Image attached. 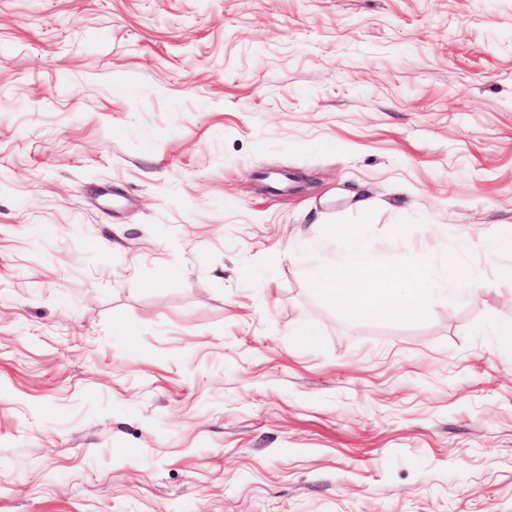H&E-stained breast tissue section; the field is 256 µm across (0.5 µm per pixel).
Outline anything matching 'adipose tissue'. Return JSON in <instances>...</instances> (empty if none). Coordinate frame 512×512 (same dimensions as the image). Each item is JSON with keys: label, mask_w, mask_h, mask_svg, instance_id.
<instances>
[{"label": "adipose tissue", "mask_w": 512, "mask_h": 512, "mask_svg": "<svg viewBox=\"0 0 512 512\" xmlns=\"http://www.w3.org/2000/svg\"><path fill=\"white\" fill-rule=\"evenodd\" d=\"M470 245L469 238H460L457 254L449 257L444 275L438 280L425 266H377L366 242L356 239L336 266L312 269V284L334 306L359 314L375 311L393 318L414 319L424 314L428 296L438 284H460L471 293L490 287L485 275L459 258Z\"/></svg>", "instance_id": "ef3b65f1"}]
</instances>
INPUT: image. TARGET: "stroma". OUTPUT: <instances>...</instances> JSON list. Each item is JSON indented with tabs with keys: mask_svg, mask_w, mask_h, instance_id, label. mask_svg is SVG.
<instances>
[{
	"mask_svg": "<svg viewBox=\"0 0 512 512\" xmlns=\"http://www.w3.org/2000/svg\"><path fill=\"white\" fill-rule=\"evenodd\" d=\"M508 225L512 0H0V512H512V251L307 275ZM469 238L460 237L455 255L445 264L442 281L424 266L406 268L402 265L377 266L365 241H351L347 252L332 269L316 266L311 270L315 290L339 308L357 314L377 311L393 318L414 319L422 316L432 288L460 284L469 293H478L491 286V281L478 270L465 265L457 254L470 249ZM361 272H370L367 280Z\"/></svg>",
	"mask_w": 512,
	"mask_h": 512,
	"instance_id": "stroma-1",
	"label": "stroma"
}]
</instances>
